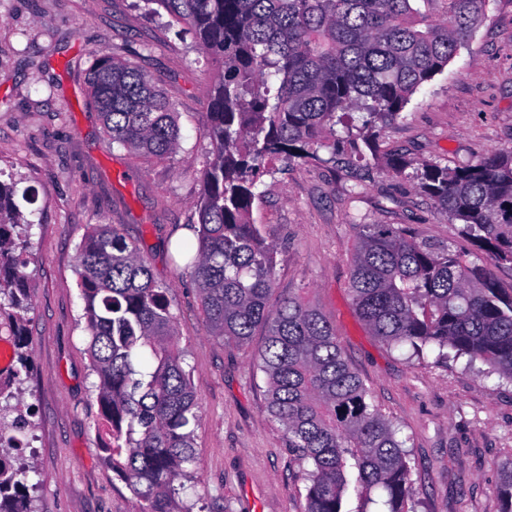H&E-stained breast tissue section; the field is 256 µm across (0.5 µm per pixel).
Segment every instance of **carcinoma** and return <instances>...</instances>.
<instances>
[{"label":"carcinoma","mask_w":512,"mask_h":512,"mask_svg":"<svg viewBox=\"0 0 512 512\" xmlns=\"http://www.w3.org/2000/svg\"><path fill=\"white\" fill-rule=\"evenodd\" d=\"M187 26L196 49L224 70L211 86L203 135L210 151L197 205L192 269L212 336L249 345L267 384V410L288 448L309 466L303 512H413V468L399 429L373 402L324 316L304 297L273 308L275 247L248 221L256 184L279 158L321 162V151L378 148L412 94L442 72L487 18L493 0H443L433 20L419 0H144ZM276 88H271V85ZM88 87L112 142L140 155L179 149L177 112L155 79L129 61L107 59ZM359 117H353V114ZM342 127V134L336 127ZM421 191L460 222L471 254L416 239L402 224H355L350 293L356 311L389 345L481 361L512 382V288L495 269L512 267V150L475 164L428 162ZM17 181L0 180V297L15 335L25 329L28 235ZM88 352L109 441L105 459L135 498L134 512H191L176 484L194 461L198 405L178 347L169 289L111 224H95L78 254ZM0 386V512H34L30 466L15 450L33 424ZM501 512H512V462L500 469Z\"/></svg>","instance_id":"carcinoma-1"}]
</instances>
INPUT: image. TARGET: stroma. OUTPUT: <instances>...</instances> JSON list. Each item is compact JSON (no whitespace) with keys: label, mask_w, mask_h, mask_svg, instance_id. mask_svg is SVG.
Masks as SVG:
<instances>
[{"label":"stroma","mask_w":512,"mask_h":512,"mask_svg":"<svg viewBox=\"0 0 512 512\" xmlns=\"http://www.w3.org/2000/svg\"><path fill=\"white\" fill-rule=\"evenodd\" d=\"M117 57L148 71L179 114L180 148L134 155L105 135L86 83ZM213 69L184 25L133 0H0V173L35 191L26 250L27 363L11 359L0 384L20 391L33 424L35 512H133L124 480L105 462L78 287V251L91 225L135 243L173 297L179 347L200 406L195 459L179 495L193 512H302L306 463L266 412L254 357L266 331L239 348L210 336L188 258L175 244L196 222ZM380 156L275 161L251 219L275 246L271 303L296 294L333 327L375 404L406 438L415 512H500V465L512 461V384L482 362L408 359L359 319L349 282L358 224H404L421 240L473 246L410 176L385 166L467 165L512 150V0L489 16L448 67L387 126Z\"/></svg>","instance_id":"35a3bbf8"}]
</instances>
